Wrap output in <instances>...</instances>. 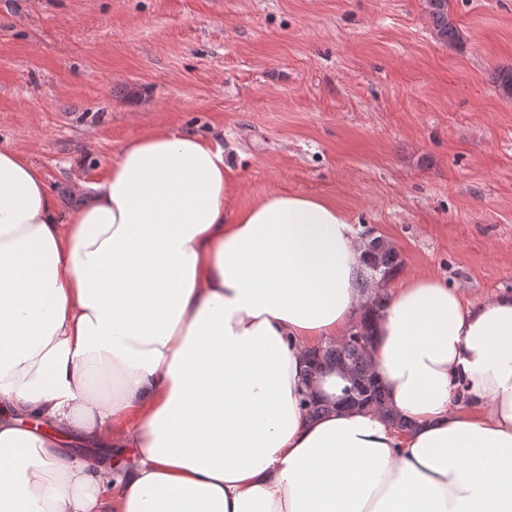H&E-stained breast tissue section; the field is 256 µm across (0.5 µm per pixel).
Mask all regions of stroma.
Wrapping results in <instances>:
<instances>
[{
  "label": "stroma",
  "instance_id": "1",
  "mask_svg": "<svg viewBox=\"0 0 512 512\" xmlns=\"http://www.w3.org/2000/svg\"><path fill=\"white\" fill-rule=\"evenodd\" d=\"M0 0V148L61 212L129 140L211 139L233 206L273 192L336 205L402 271L471 299L512 291V0ZM427 9L432 20L433 29L439 40L454 44L462 35L460 29L451 20L448 13V0H427Z\"/></svg>",
  "mask_w": 512,
  "mask_h": 512
}]
</instances>
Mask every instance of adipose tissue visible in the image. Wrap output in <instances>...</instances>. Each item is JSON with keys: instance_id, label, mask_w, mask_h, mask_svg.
Segmentation results:
<instances>
[{"instance_id": "ef3b65f1", "label": "adipose tissue", "mask_w": 512, "mask_h": 512, "mask_svg": "<svg viewBox=\"0 0 512 512\" xmlns=\"http://www.w3.org/2000/svg\"><path fill=\"white\" fill-rule=\"evenodd\" d=\"M79 189L60 214L0 149V512H512V291L383 286L369 356L402 431L343 402L344 374L305 379L369 301L343 211L232 207L223 148L168 128ZM61 430L131 456L92 463Z\"/></svg>"}]
</instances>
